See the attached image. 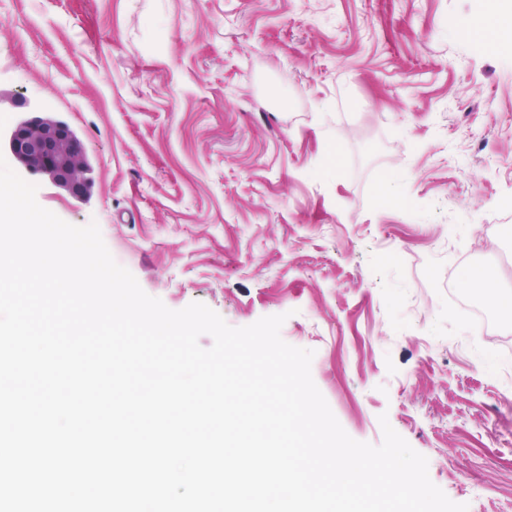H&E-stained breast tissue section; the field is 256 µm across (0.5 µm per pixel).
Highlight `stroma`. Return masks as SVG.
<instances>
[{
    "instance_id": "35a3bbf8",
    "label": "stroma",
    "mask_w": 512,
    "mask_h": 512,
    "mask_svg": "<svg viewBox=\"0 0 512 512\" xmlns=\"http://www.w3.org/2000/svg\"><path fill=\"white\" fill-rule=\"evenodd\" d=\"M68 123L65 222L174 310L285 315L344 430L380 415L469 512H512V388L449 272L512 290V30L488 0H0V114ZM394 183L396 198L383 188ZM512 355V318L456 286Z\"/></svg>"
}]
</instances>
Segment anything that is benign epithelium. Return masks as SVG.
Returning <instances> with one entry per match:
<instances>
[{
  "label": "benign epithelium",
  "mask_w": 512,
  "mask_h": 512,
  "mask_svg": "<svg viewBox=\"0 0 512 512\" xmlns=\"http://www.w3.org/2000/svg\"><path fill=\"white\" fill-rule=\"evenodd\" d=\"M8 149L27 172L72 195L86 194L91 185V166L76 132L48 112L24 116L9 134Z\"/></svg>",
  "instance_id": "7a95c632"
}]
</instances>
